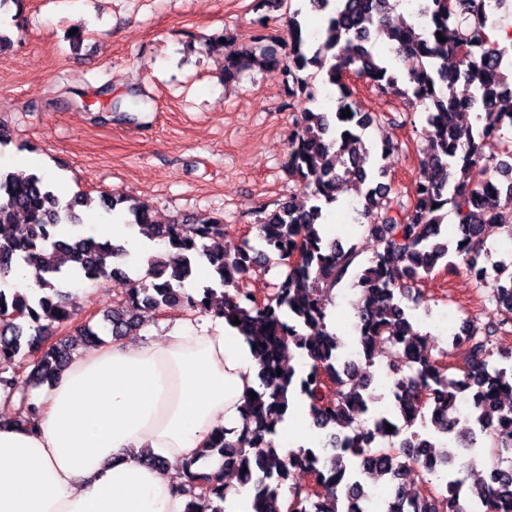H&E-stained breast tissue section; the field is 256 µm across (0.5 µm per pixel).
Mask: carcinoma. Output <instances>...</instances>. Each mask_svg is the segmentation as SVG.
I'll return each mask as SVG.
<instances>
[{"label":"carcinoma","instance_id":"cac0c4a2","mask_svg":"<svg viewBox=\"0 0 512 512\" xmlns=\"http://www.w3.org/2000/svg\"><path fill=\"white\" fill-rule=\"evenodd\" d=\"M306 2L323 17L315 44L303 35L300 8L290 15L285 55L262 34L239 43L217 37L205 44L208 52L223 55L224 83L241 82L257 66L278 70L289 82L288 106L301 109L284 167L304 194L284 196L273 209L259 212L255 228L262 249L247 238L224 244V217L218 213L159 224L144 202L87 194L63 202L43 176L22 177L0 167V392L8 400L17 398L15 422L33 431L44 408L33 391L55 379L79 344L97 347L106 336L116 341L139 330L142 306L207 313L219 296L224 320H239L238 330L255 346L257 398L245 403L241 430L212 434L202 457H219L224 466L241 471L239 487H251L256 512H364L369 493L363 477L374 473L395 485L386 512H512V366L491 365L498 333L512 323V263L494 264L476 280L487 291L493 320L485 333L468 330L458 340L456 347L468 354L461 370H451L432 354L435 341L414 330L411 308L402 304L422 276L441 265L455 267L452 257L470 273L483 266V225L512 237V193L492 197L482 191L493 176L509 174L503 159L512 157V141L500 131L512 127V112L495 111L493 99L512 94V33L503 44L490 40L491 0H424L427 30L392 17L400 0ZM383 39L392 45L389 56L376 51ZM406 55L415 56L417 65L404 71L400 63ZM450 56L460 65L455 79L471 88L468 104L456 98L448 80ZM350 73L377 94L422 107L423 176L405 203L390 197L391 184L383 182L388 169L380 164L398 145L365 138L380 116L351 101L352 91L343 83ZM317 81L339 90L336 111L307 108ZM467 106L478 112L474 127L459 120ZM346 108L351 116L343 118ZM348 191L360 198L361 226L376 243L367 263L358 260L354 247L325 241L317 229L338 195ZM96 204L109 215L123 214L126 224L147 230L164 247L148 258L145 277L122 261L125 251H111L78 230L81 213ZM450 212L459 239L448 238ZM17 259L37 270L33 295L7 285ZM202 260L212 277L189 289L186 282L195 279ZM259 265L286 268L261 302L244 287L246 274ZM351 275L361 294L357 350L344 360L339 353L344 343L327 330V302ZM79 281L119 288L100 329L78 320L80 308L69 286ZM292 351L311 361L298 377L286 366ZM383 352L395 375V405L363 426L360 416L378 402L370 390L371 367ZM294 386L309 400L325 441L319 450L282 455L267 437L283 419ZM462 398L469 405L464 421L456 414ZM388 425L393 430H386ZM488 435L496 444L487 469L490 480L467 487L461 473ZM298 467L320 490L286 488ZM407 472L420 486L440 472L446 481L438 491L418 488L408 494L396 484ZM179 492L189 498L185 512H198L202 499L218 500L213 512H224L228 489L220 474L189 470Z\"/></svg>","mask_w":512,"mask_h":512}]
</instances>
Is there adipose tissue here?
Listing matches in <instances>:
<instances>
[{
	"label": "adipose tissue",
	"instance_id": "adipose-tissue-1",
	"mask_svg": "<svg viewBox=\"0 0 512 512\" xmlns=\"http://www.w3.org/2000/svg\"><path fill=\"white\" fill-rule=\"evenodd\" d=\"M257 361L215 313L162 341L105 343L43 387L37 431L0 419V512H184L185 463L212 432L241 425ZM309 404L291 396L276 448H314ZM166 460L159 471L144 455Z\"/></svg>",
	"mask_w": 512,
	"mask_h": 512
}]
</instances>
